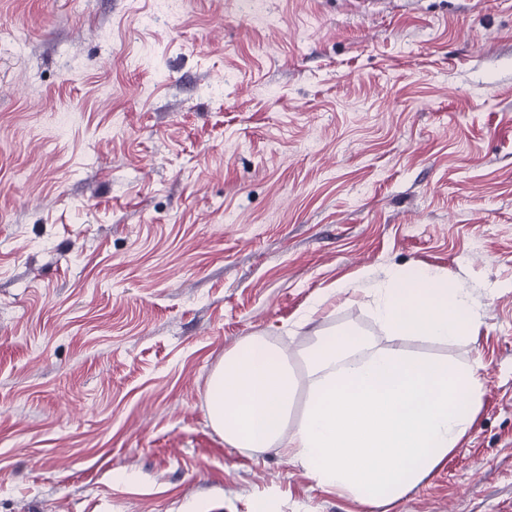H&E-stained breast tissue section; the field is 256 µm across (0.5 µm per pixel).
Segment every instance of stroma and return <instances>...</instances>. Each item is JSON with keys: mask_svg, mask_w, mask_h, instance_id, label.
<instances>
[{"mask_svg": "<svg viewBox=\"0 0 512 512\" xmlns=\"http://www.w3.org/2000/svg\"><path fill=\"white\" fill-rule=\"evenodd\" d=\"M426 267L479 333L459 448L374 507L225 447L247 336L296 372ZM512 512V0H0V512Z\"/></svg>", "mask_w": 512, "mask_h": 512, "instance_id": "stroma-1", "label": "stroma"}]
</instances>
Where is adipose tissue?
I'll return each instance as SVG.
<instances>
[{
    "label": "adipose tissue",
    "instance_id": "adipose-tissue-1",
    "mask_svg": "<svg viewBox=\"0 0 512 512\" xmlns=\"http://www.w3.org/2000/svg\"><path fill=\"white\" fill-rule=\"evenodd\" d=\"M372 295L387 343L351 329L316 336L304 353L305 377L260 336L225 353L207 387L208 421L225 447L277 451L318 486L382 506L403 498L460 445L476 412L480 362L452 365L403 341L475 337L469 295L415 266L391 274ZM302 384L308 409L293 426L288 410Z\"/></svg>",
    "mask_w": 512,
    "mask_h": 512
}]
</instances>
